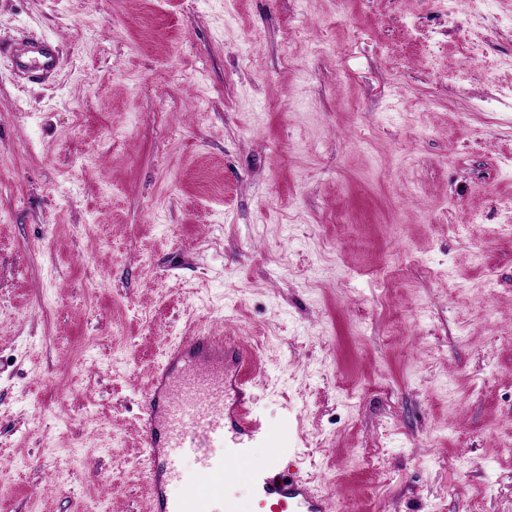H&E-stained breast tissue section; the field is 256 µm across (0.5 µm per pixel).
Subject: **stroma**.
<instances>
[{
    "label": "stroma",
    "instance_id": "35a3bbf8",
    "mask_svg": "<svg viewBox=\"0 0 512 512\" xmlns=\"http://www.w3.org/2000/svg\"><path fill=\"white\" fill-rule=\"evenodd\" d=\"M196 334L330 512H512V0H0V512H149ZM31 54V55H30ZM19 65L30 73L48 74L55 68L53 49L48 41L33 45L19 61Z\"/></svg>",
    "mask_w": 512,
    "mask_h": 512
}]
</instances>
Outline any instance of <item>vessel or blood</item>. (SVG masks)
I'll use <instances>...</instances> for the list:
<instances>
[{
	"instance_id": "1",
	"label": "vessel or blood",
	"mask_w": 512,
	"mask_h": 512,
	"mask_svg": "<svg viewBox=\"0 0 512 512\" xmlns=\"http://www.w3.org/2000/svg\"><path fill=\"white\" fill-rule=\"evenodd\" d=\"M19 64L41 75L56 61L49 42L31 47ZM237 345L209 334L184 337L151 381L143 404L144 438L154 486L182 481V456L197 463L195 480L176 497L156 495L152 512H234L220 484L245 478L256 512H328L326 497L305 482L252 460L267 433L246 412L247 391L230 378L241 363Z\"/></svg>"
}]
</instances>
